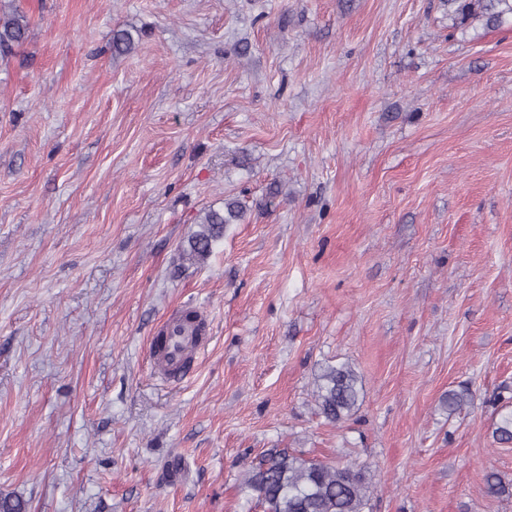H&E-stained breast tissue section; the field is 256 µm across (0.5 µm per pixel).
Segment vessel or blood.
<instances>
[{"instance_id":"b4317fda","label":"vessel or blood","mask_w":512,"mask_h":512,"mask_svg":"<svg viewBox=\"0 0 512 512\" xmlns=\"http://www.w3.org/2000/svg\"><path fill=\"white\" fill-rule=\"evenodd\" d=\"M204 345L197 321L179 316L167 319L152 339L155 374L167 379L186 377Z\"/></svg>"}]
</instances>
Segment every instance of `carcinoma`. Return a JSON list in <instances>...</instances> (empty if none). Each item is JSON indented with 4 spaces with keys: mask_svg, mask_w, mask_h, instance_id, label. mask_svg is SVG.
<instances>
[{
    "mask_svg": "<svg viewBox=\"0 0 512 512\" xmlns=\"http://www.w3.org/2000/svg\"><path fill=\"white\" fill-rule=\"evenodd\" d=\"M28 33L25 16L5 11L0 3V56L8 55ZM132 35L118 30L112 37L116 54L129 52ZM246 206L238 200L224 202V209L209 208L200 217V229L180 249L182 264L201 265L210 257L215 243L224 237V225L245 220ZM315 401L328 422L347 421L359 408L362 382L347 362L327 364L315 380ZM472 393L462 386L448 391L443 405L453 414L470 404ZM492 437L498 444H512V413L501 415ZM243 489L256 497L264 512H366L370 507L372 477L364 467L332 464L307 458L286 448H273L261 456L245 475ZM485 490L491 497L512 496V483L490 471L485 475Z\"/></svg>",
    "mask_w": 512,
    "mask_h": 512,
    "instance_id": "cac0c4a2",
    "label": "carcinoma"
}]
</instances>
